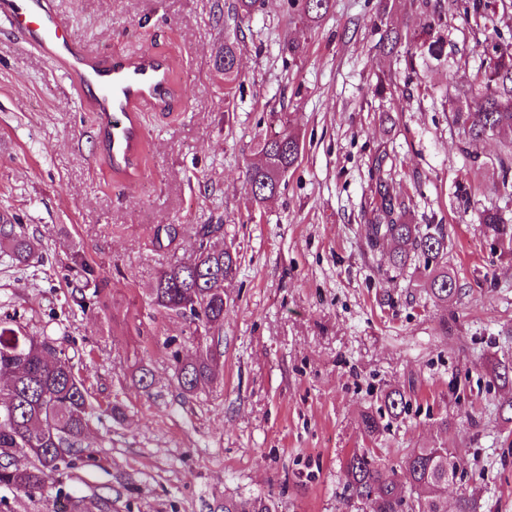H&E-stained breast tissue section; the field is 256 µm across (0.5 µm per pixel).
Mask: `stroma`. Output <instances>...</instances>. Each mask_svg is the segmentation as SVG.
I'll list each match as a JSON object with an SVG mask.
<instances>
[{
    "instance_id": "stroma-1",
    "label": "stroma",
    "mask_w": 512,
    "mask_h": 512,
    "mask_svg": "<svg viewBox=\"0 0 512 512\" xmlns=\"http://www.w3.org/2000/svg\"><path fill=\"white\" fill-rule=\"evenodd\" d=\"M377 2L332 0L308 28L289 22L286 0H261L242 24L236 0H54L79 41L120 56L152 51L177 76L165 105L139 111L146 138L134 181L106 164L95 114L0 22V214L35 244L26 265L0 252V320L53 338L97 411L83 441L92 459L40 495L0 487V512H54L62 492L80 499L79 512H223L225 497L256 495L279 512H356L341 470L352 449L397 469L409 449L435 443L462 460L448 500L466 493L480 512H512V421L501 410L512 386L490 372L512 363V251H491L477 222L480 208L502 203L501 144L462 147L448 110L466 79L447 61L477 69L476 37L462 12L444 11L431 34L443 59L422 47L406 63L377 43L388 27L421 32L427 16L418 0H390L381 20ZM229 34L240 54L228 89L217 64ZM381 75L394 87L377 97ZM281 114L303 150L278 196L258 207L243 172ZM381 151L413 223L445 229L460 288L452 302L431 297L422 259L396 270L387 247L367 243ZM169 224L183 240L159 247L153 231ZM202 224L223 225L214 243L236 251L238 266L224 284L221 375L185 399L171 349L198 345L149 293L162 265L188 259ZM76 254L96 270L98 300L83 309L72 300L86 283ZM142 367L153 375L147 391L132 381ZM395 388L407 394L405 413L365 438L362 413L384 412Z\"/></svg>"
}]
</instances>
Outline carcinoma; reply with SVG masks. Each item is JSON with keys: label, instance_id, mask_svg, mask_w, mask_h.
I'll return each mask as SVG.
<instances>
[{"label": "carcinoma", "instance_id": "obj_1", "mask_svg": "<svg viewBox=\"0 0 512 512\" xmlns=\"http://www.w3.org/2000/svg\"><path fill=\"white\" fill-rule=\"evenodd\" d=\"M497 0H448L463 8L476 29L485 32L476 41L483 56L481 66L468 79L464 104L448 101L453 122L466 143L499 139L502 151L495 158L498 191L512 202V44L503 45L488 35ZM332 7V0H288L291 18L307 27L318 25ZM238 39L225 37L218 69L224 82L233 81L237 70ZM279 131L260 138L262 160L245 170V183L252 201L261 206L278 195L288 171L302 152V143L288 119L278 118ZM385 156L375 157L373 205L367 218V239L372 248L390 245V264L406 267L411 255L425 261L429 290L435 301L446 303L459 293L455 277L443 263L447 251L445 233H423L411 223L409 202L393 194L384 176ZM479 223L493 243L512 245V219L496 208L479 212ZM222 224H203L196 231L192 259L165 266L156 278L150 303L175 314L192 328L199 341H213L224 325V281L237 270V257L212 246ZM18 264L29 262L34 245L23 226L0 224V247ZM174 378L181 396L189 398L217 378V359L211 351L200 355L172 354ZM408 406L400 390L386 394L387 412L397 417ZM92 407L88 390L75 372L71 358L47 338L37 339L0 324V454L8 449L30 458L20 466L13 457H0V486L34 495L44 490L56 475L73 465L84 449L81 443L90 428ZM362 434L376 438L383 426L380 418L365 413ZM461 460L448 448L429 446L410 450L403 461L404 476L381 464L367 448L355 449L343 462V475L351 497L362 512H448V482L459 474ZM224 512H278L270 497L224 498Z\"/></svg>", "mask_w": 512, "mask_h": 512}]
</instances>
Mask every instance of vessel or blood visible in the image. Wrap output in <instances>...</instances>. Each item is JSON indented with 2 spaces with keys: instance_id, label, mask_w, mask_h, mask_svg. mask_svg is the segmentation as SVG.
Here are the masks:
<instances>
[{
  "instance_id": "obj_1",
  "label": "vessel or blood",
  "mask_w": 512,
  "mask_h": 512,
  "mask_svg": "<svg viewBox=\"0 0 512 512\" xmlns=\"http://www.w3.org/2000/svg\"><path fill=\"white\" fill-rule=\"evenodd\" d=\"M0 19L23 30L29 45L69 80L80 102L96 114V136L114 169L134 175L145 131L140 104L163 105L168 67L151 52L126 58L93 51L70 32L53 0H0Z\"/></svg>"
}]
</instances>
